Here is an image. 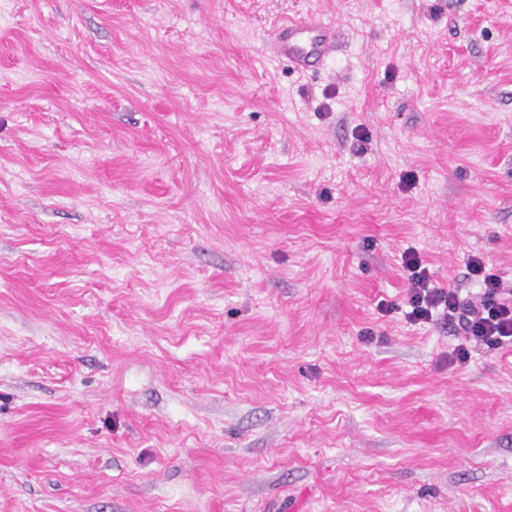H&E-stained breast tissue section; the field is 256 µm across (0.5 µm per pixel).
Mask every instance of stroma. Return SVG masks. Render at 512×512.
<instances>
[{
	"label": "stroma",
	"mask_w": 512,
	"mask_h": 512,
	"mask_svg": "<svg viewBox=\"0 0 512 512\" xmlns=\"http://www.w3.org/2000/svg\"><path fill=\"white\" fill-rule=\"evenodd\" d=\"M408 248L512 285V0H11L0 512H512V343ZM331 50L330 33L318 22L289 19L277 28L274 53L288 63L305 67ZM403 268L408 281L409 322H430L444 319L458 333L497 346L512 340V287L495 274L487 272L477 259L470 265L482 273L481 291L468 301L461 300L454 290L433 284L431 276L415 250L402 254Z\"/></svg>",
	"instance_id": "35a3bbf8"
}]
</instances>
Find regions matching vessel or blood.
Listing matches in <instances>:
<instances>
[{
    "instance_id": "1",
    "label": "vessel or blood",
    "mask_w": 512,
    "mask_h": 512,
    "mask_svg": "<svg viewBox=\"0 0 512 512\" xmlns=\"http://www.w3.org/2000/svg\"><path fill=\"white\" fill-rule=\"evenodd\" d=\"M331 49L330 33L318 22L291 19L277 29L274 52L288 63L305 67Z\"/></svg>"
}]
</instances>
